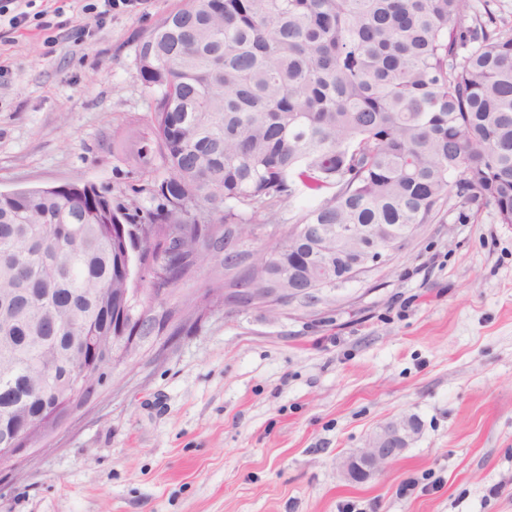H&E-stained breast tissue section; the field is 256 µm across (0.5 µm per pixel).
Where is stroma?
<instances>
[{
    "label": "stroma",
    "instance_id": "obj_1",
    "mask_svg": "<svg viewBox=\"0 0 512 512\" xmlns=\"http://www.w3.org/2000/svg\"><path fill=\"white\" fill-rule=\"evenodd\" d=\"M181 3L0 13V192L124 201L153 136L139 40ZM406 414L401 458L344 480L338 461ZM0 512H512V224L456 204L327 304L216 306L145 342L47 453L0 471Z\"/></svg>",
    "mask_w": 512,
    "mask_h": 512
}]
</instances>
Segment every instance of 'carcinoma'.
<instances>
[{"instance_id":"carcinoma-1","label":"carcinoma","mask_w":512,"mask_h":512,"mask_svg":"<svg viewBox=\"0 0 512 512\" xmlns=\"http://www.w3.org/2000/svg\"><path fill=\"white\" fill-rule=\"evenodd\" d=\"M470 0H184L138 45L155 138L140 147L166 177L131 186L157 201L123 213L84 204L77 182L0 193V443L30 419L34 440L70 403L78 340L107 344L130 287L129 235L143 271L174 288L224 229L305 196L294 224H354L403 246L452 198L512 224V25L465 26ZM268 261L297 267L288 238Z\"/></svg>"}]
</instances>
